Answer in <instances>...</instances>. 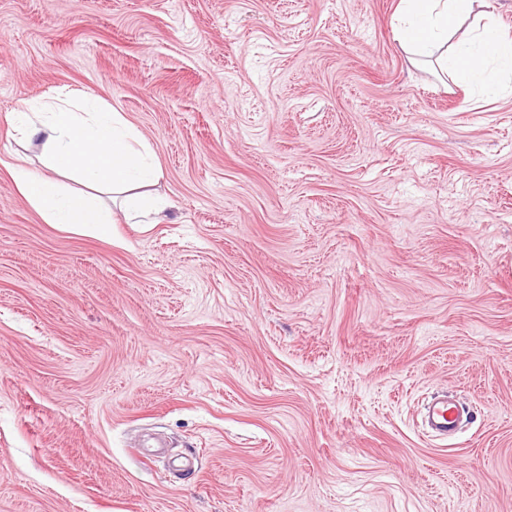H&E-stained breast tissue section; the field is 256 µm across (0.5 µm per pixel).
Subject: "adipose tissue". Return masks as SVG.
Masks as SVG:
<instances>
[{
  "mask_svg": "<svg viewBox=\"0 0 512 512\" xmlns=\"http://www.w3.org/2000/svg\"><path fill=\"white\" fill-rule=\"evenodd\" d=\"M476 0H401L394 38L412 56L433 60L440 75L463 86L493 88L512 77V35L487 23L471 31L465 47L449 53L448 41L469 18ZM11 127L21 139L41 145L44 172L24 159L9 164L12 179L44 220L82 234H99L113 208L160 214L150 191L162 171L152 146L122 113L93 94L55 103L27 102Z\"/></svg>",
  "mask_w": 512,
  "mask_h": 512,
  "instance_id": "1",
  "label": "adipose tissue"
}]
</instances>
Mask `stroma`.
I'll return each mask as SVG.
<instances>
[{"instance_id": "1", "label": "stroma", "mask_w": 512, "mask_h": 512, "mask_svg": "<svg viewBox=\"0 0 512 512\" xmlns=\"http://www.w3.org/2000/svg\"><path fill=\"white\" fill-rule=\"evenodd\" d=\"M399 5L0 0V512H512V96L410 61ZM85 89L158 223L16 190L13 113ZM453 402H448V396L436 397L426 405L424 423L429 431L439 438H448V434L459 429V410Z\"/></svg>"}]
</instances>
